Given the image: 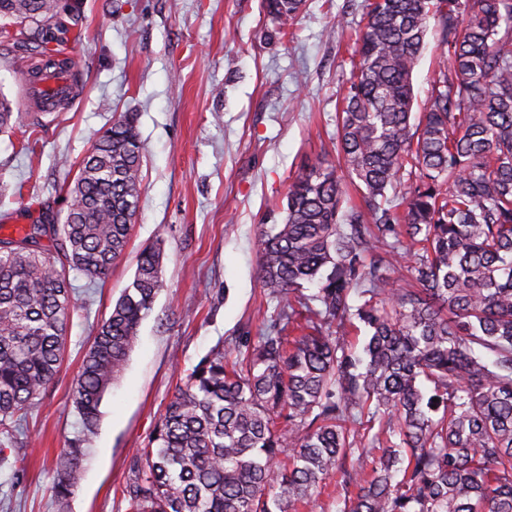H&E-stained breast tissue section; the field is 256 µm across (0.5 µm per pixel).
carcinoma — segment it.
I'll return each instance as SVG.
<instances>
[{
  "instance_id": "carcinoma-1",
  "label": "carcinoma",
  "mask_w": 512,
  "mask_h": 512,
  "mask_svg": "<svg viewBox=\"0 0 512 512\" xmlns=\"http://www.w3.org/2000/svg\"><path fill=\"white\" fill-rule=\"evenodd\" d=\"M265 4L284 31L305 0ZM59 9L0 0V21L41 42ZM431 30L449 64L416 113ZM355 44L338 165L296 176L284 222L257 234L269 325L233 360L218 349L187 371L122 489L128 512H289L337 475L356 489L344 512H512V0H369ZM141 157L124 114L83 159L63 223L0 237L4 442L60 368L70 272L103 280L125 254ZM162 259L140 251L84 355L80 435L55 459L62 507Z\"/></svg>"
}]
</instances>
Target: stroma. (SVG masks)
<instances>
[{
  "label": "stroma",
  "mask_w": 512,
  "mask_h": 512,
  "mask_svg": "<svg viewBox=\"0 0 512 512\" xmlns=\"http://www.w3.org/2000/svg\"><path fill=\"white\" fill-rule=\"evenodd\" d=\"M364 5L307 0L282 34L264 0H62L75 101L45 115L21 103L22 74L42 50L0 37V95L15 117L0 133V224L66 212V185L121 113H133L143 144L129 247L105 280L70 273L63 361L11 443L27 459L22 484L0 464V512H127L121 488L181 378L216 347L229 353L259 335L275 304L254 278L257 230L282 220L306 165L336 160V112ZM338 16L349 27L327 38ZM150 243L164 253V286L100 406L83 480L58 504L56 453L81 429L73 380Z\"/></svg>",
  "instance_id": "stroma-1"
}]
</instances>
